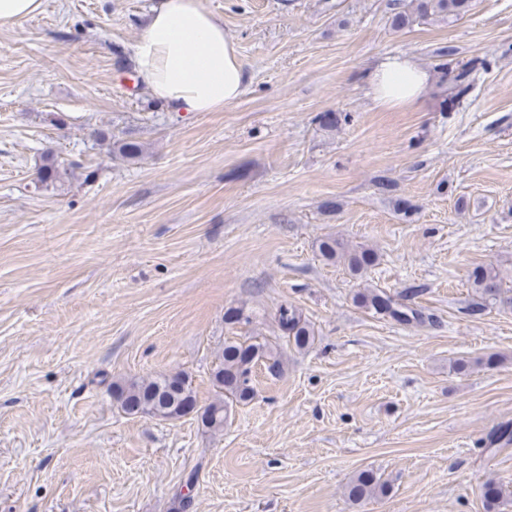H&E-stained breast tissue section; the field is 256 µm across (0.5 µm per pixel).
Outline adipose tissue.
I'll return each mask as SVG.
<instances>
[{"instance_id":"ef3b65f1","label":"adipose tissue","mask_w":512,"mask_h":512,"mask_svg":"<svg viewBox=\"0 0 512 512\" xmlns=\"http://www.w3.org/2000/svg\"><path fill=\"white\" fill-rule=\"evenodd\" d=\"M133 51L140 82L171 112L223 111L249 83L234 39L201 0H159ZM363 77L368 97L387 109L415 106L433 80L402 54L382 56Z\"/></svg>"}]
</instances>
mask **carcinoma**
<instances>
[{
  "label": "carcinoma",
  "mask_w": 512,
  "mask_h": 512,
  "mask_svg": "<svg viewBox=\"0 0 512 512\" xmlns=\"http://www.w3.org/2000/svg\"><path fill=\"white\" fill-rule=\"evenodd\" d=\"M470 0H412V10L395 12L393 26L401 29L412 17L448 16L458 19L469 11ZM489 63L475 59L451 71L448 79V101L460 103L473 87V73L485 69ZM320 256L329 263H342L354 274H364L375 265L377 255L363 248H352L343 240L326 237L318 245ZM471 288L476 299L468 306L472 316L482 314L496 304L512 306V296L502 287V278L492 266H478L471 275ZM418 289L408 288L395 296L382 289H369L358 295L360 303L380 315L387 316L400 324H423L430 320L421 309L409 304ZM274 321L280 335L274 338L249 337L243 341L235 338L224 339L217 359L219 364L212 373L216 389L214 399L200 407L195 392L182 372L159 374L152 378H128L112 383V397L128 416L161 420H175L186 416L187 405L197 407V420L202 430L218 433L224 430L233 407L247 404L254 395L253 368L265 366L271 372L283 369L285 349L306 350L315 342L311 324L302 316L297 307L282 302L274 313ZM348 498L358 503L365 498L383 495L387 484L373 471L364 470L353 477L348 485ZM483 499L486 512H498L502 503V492L494 481L483 485Z\"/></svg>",
  "instance_id": "obj_1"
}]
</instances>
